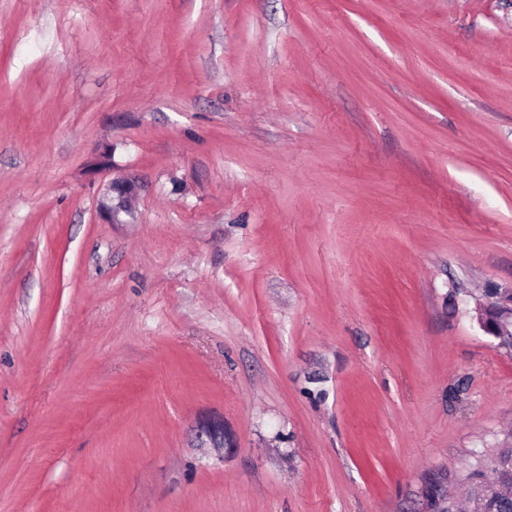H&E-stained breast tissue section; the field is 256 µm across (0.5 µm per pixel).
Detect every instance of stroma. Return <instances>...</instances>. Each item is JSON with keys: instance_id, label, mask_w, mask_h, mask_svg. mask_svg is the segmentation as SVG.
<instances>
[{"instance_id": "obj_1", "label": "stroma", "mask_w": 512, "mask_h": 512, "mask_svg": "<svg viewBox=\"0 0 512 512\" xmlns=\"http://www.w3.org/2000/svg\"><path fill=\"white\" fill-rule=\"evenodd\" d=\"M510 288L512 0H0V512L464 496ZM483 331L499 341V345L512 348V291H505L496 301L484 305L477 315ZM506 330H509L507 333ZM196 438L203 448H215L224 451V448H236L231 430L224 424L223 418L207 417L198 421L196 425Z\"/></svg>"}]
</instances>
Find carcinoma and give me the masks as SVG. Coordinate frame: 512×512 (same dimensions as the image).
<instances>
[{
  "mask_svg": "<svg viewBox=\"0 0 512 512\" xmlns=\"http://www.w3.org/2000/svg\"><path fill=\"white\" fill-rule=\"evenodd\" d=\"M470 512H512V448H500L471 465ZM440 498L428 499V512H454V497L448 490V475L436 478Z\"/></svg>",
  "mask_w": 512,
  "mask_h": 512,
  "instance_id": "carcinoma-1",
  "label": "carcinoma"
}]
</instances>
